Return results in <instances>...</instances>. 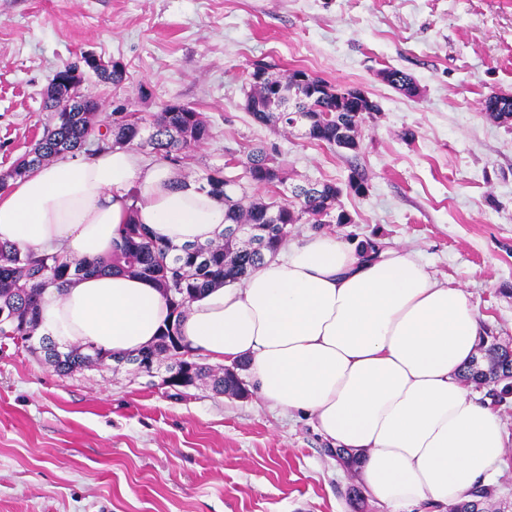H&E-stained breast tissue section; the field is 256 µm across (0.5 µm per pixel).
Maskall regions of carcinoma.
I'll return each instance as SVG.
<instances>
[{
  "label": "carcinoma",
  "mask_w": 512,
  "mask_h": 512,
  "mask_svg": "<svg viewBox=\"0 0 512 512\" xmlns=\"http://www.w3.org/2000/svg\"><path fill=\"white\" fill-rule=\"evenodd\" d=\"M91 74L104 83L119 85L125 80L122 68L110 70H83L78 82L66 92L80 101L76 112L58 111L53 85L46 88L45 108L52 118L34 147L22 156L7 177L22 178L32 168L55 158L73 154L96 137L101 141L112 140V148H148L157 157L171 161L174 155L188 152L201 144L209 135L207 121L202 113L190 106L169 104L151 123L148 137H141L144 119L133 112H113L106 132H101L99 104L82 90L85 74ZM306 75L304 70H294L288 80L264 77L253 83L248 94V112L262 125H281L285 128L304 127L302 136L330 147L354 150L358 141L352 138L362 118L353 111V105L336 100V96L321 89L324 81L308 76L305 85L298 87L300 94L295 111H288V101L280 91L296 84V77ZM484 110L494 121L512 124V102L494 106L491 97L484 100ZM239 163L252 182L260 187L285 184L283 169L278 162L261 149H251ZM202 186L224 198L226 219L232 224H250L254 237L244 241L231 234H220L218 241L207 244H187L181 247L154 241L145 227L127 224L121 242L113 250L109 268L153 280L170 308V320L161 330L157 341L140 353L105 356L89 351L81 345H71L67 350L50 349L45 339H40L44 360L55 372L68 375L92 364H102L111 359L117 364L129 363L140 354L148 353L159 360L191 352L180 335V324L190 303L210 288L242 281L249 270L261 263L266 255H274L288 238V225L298 224L303 217L308 223L321 224L330 215L341 189L333 183H323L315 191L292 192L293 200L277 207L261 197L238 195L227 185L221 171L206 174ZM103 269L99 263L70 259L60 253H23L16 247L0 243V311L6 312L8 321L0 322V342L10 341L31 347L40 319L42 294L48 288L61 289L73 277L94 274ZM485 352L489 358L487 370L475 368L470 362L462 378L480 384L512 377V352L491 344ZM193 379L210 380L213 389L224 392V378L210 367L195 364ZM488 491L478 485L468 492L469 501L454 505L452 512H475V499L487 497Z\"/></svg>",
  "instance_id": "carcinoma-1"
}]
</instances>
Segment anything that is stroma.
Wrapping results in <instances>:
<instances>
[{"mask_svg":"<svg viewBox=\"0 0 512 512\" xmlns=\"http://www.w3.org/2000/svg\"><path fill=\"white\" fill-rule=\"evenodd\" d=\"M86 52L125 70L117 86L86 80L102 115L181 103L206 116L185 176L219 169L276 203L288 186H341L351 221L323 233L414 250L470 294L485 340L512 345V125L482 105L512 95V0H0V176L41 137L53 73ZM259 64L376 102L358 149L255 123ZM387 68L417 95L384 82ZM254 146L285 187L251 184L239 160ZM356 172L361 195L346 189ZM166 374L108 361L61 376L0 345V512H388L310 418L207 381L175 392Z\"/></svg>","mask_w":512,"mask_h":512,"instance_id":"1","label":"stroma"}]
</instances>
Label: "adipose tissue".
Masks as SVG:
<instances>
[{
  "mask_svg": "<svg viewBox=\"0 0 512 512\" xmlns=\"http://www.w3.org/2000/svg\"><path fill=\"white\" fill-rule=\"evenodd\" d=\"M176 247L214 240L222 198L131 150L59 158L0 190V242L110 262L129 221ZM170 309L156 285L104 272L47 290L40 327L66 343L128 353L150 345ZM482 318L415 251L364 255L317 234L194 300L180 331L226 364L244 360L271 407L311 417L350 449L369 496L389 512L460 500L508 454L497 411L468 392Z\"/></svg>",
  "mask_w": 512,
  "mask_h": 512,
  "instance_id": "1",
  "label": "adipose tissue"
}]
</instances>
